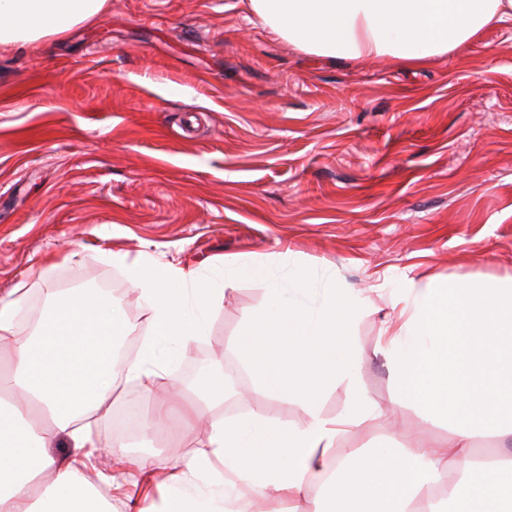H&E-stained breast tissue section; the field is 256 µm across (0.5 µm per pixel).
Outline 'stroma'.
<instances>
[{"label": "stroma", "instance_id": "1", "mask_svg": "<svg viewBox=\"0 0 512 512\" xmlns=\"http://www.w3.org/2000/svg\"><path fill=\"white\" fill-rule=\"evenodd\" d=\"M109 250L218 278L222 256L275 274L300 263L369 289L374 306L349 337L360 388L338 385L320 407L340 416L358 392L388 410L383 294L406 276L512 277V21L409 70L303 53L244 0H108L50 49H0V297L40 264L20 326L48 291L105 288L139 332L147 315ZM51 254L63 263L46 264ZM266 288L236 282L194 348L236 374L208 415L262 409L300 426L303 407L266 397L239 352ZM185 380L180 369L159 381L168 413L128 437L132 455L171 462L205 438L167 396ZM413 434L448 431L410 407L347 445L396 448Z\"/></svg>", "mask_w": 512, "mask_h": 512}]
</instances>
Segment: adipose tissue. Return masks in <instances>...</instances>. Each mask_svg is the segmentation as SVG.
Instances as JSON below:
<instances>
[{
    "instance_id": "1",
    "label": "adipose tissue",
    "mask_w": 512,
    "mask_h": 512,
    "mask_svg": "<svg viewBox=\"0 0 512 512\" xmlns=\"http://www.w3.org/2000/svg\"><path fill=\"white\" fill-rule=\"evenodd\" d=\"M108 0H0V47H45L93 24ZM248 11L277 38L318 57H387L415 67L512 21V0H246ZM130 291L146 310L148 330L126 375L152 397L157 378L190 360V348L209 336L213 307L224 290L244 279L267 282L266 300L245 323L241 356L267 362L260 388L269 397L297 400L308 420L273 446L265 410L230 422H210L202 442L171 466L150 456L129 458L122 439L109 451L120 467L88 481L96 441L83 423L112 398L117 340L135 326L111 295L77 289L51 294L36 325L21 333L18 314L25 283L0 299V358L11 371L10 397L0 400V512H250L251 501L269 512H351L355 495L338 473L355 456L347 437L365 432L383 413L356 395L347 412L325 417L320 395L337 384L360 383L349 325L372 301L363 290L316 277L301 265L272 276L260 263L224 262V284L201 272L144 256L127 262ZM400 315L380 334L393 383L394 408H416L444 424L448 437L407 439L397 448L369 449L379 467L367 477L372 498L392 512H512V453L474 456L478 440L512 436V279L473 275L456 281L430 276L403 279L389 296ZM302 365L317 378V392L285 388L286 366ZM224 375V363L202 364L183 410L187 423L205 419L223 403L204 384ZM66 437L72 451L49 449ZM277 455L288 471L270 479L266 463ZM250 459L243 468L241 459ZM456 482L444 496L427 489L448 472Z\"/></svg>"
}]
</instances>
